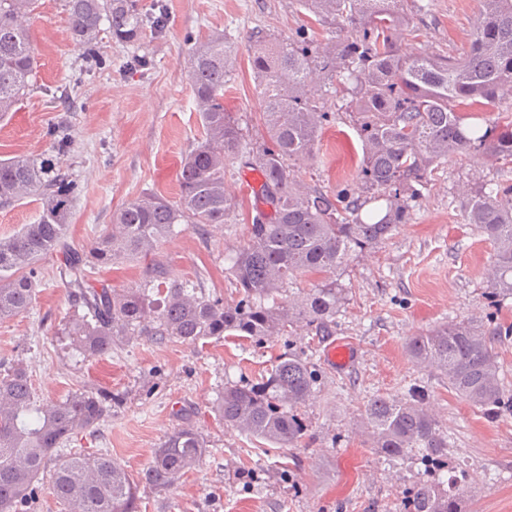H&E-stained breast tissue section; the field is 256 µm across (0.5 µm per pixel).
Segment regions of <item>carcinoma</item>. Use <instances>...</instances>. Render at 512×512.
I'll list each match as a JSON object with an SVG mask.
<instances>
[{
  "label": "carcinoma",
  "instance_id": "obj_1",
  "mask_svg": "<svg viewBox=\"0 0 512 512\" xmlns=\"http://www.w3.org/2000/svg\"><path fill=\"white\" fill-rule=\"evenodd\" d=\"M315 17L321 37L299 32L285 39L251 33L252 69L263 103L270 143H258L224 110V86L233 49L222 35L191 48L188 79L203 129L179 170L180 193L171 200L144 192L113 215L112 229L77 251L66 230L79 184L50 157L0 160V206L37 197L41 213L0 239V320L32 306L40 271L35 264L63 253L58 275L72 305L83 310L69 322L72 345L84 358L112 351L139 336L176 338L196 345L234 337L261 342L300 324L328 336L347 299L339 272L353 257L384 243L408 222L413 203L449 159L478 154L490 163H512V119L467 122L462 107L480 98L491 106L512 87V0H482L484 9L469 45L447 53H408L402 41L419 36L415 16L428 5L408 0H297ZM36 0H0V119L32 88L36 69L29 19ZM71 34L89 68L112 63L97 49L103 23L112 38L135 45L167 26L164 12L147 13L138 0H65ZM342 86L336 111L344 112L362 142L358 183L329 191L294 178L292 167L316 157L321 130L331 113L327 99L311 90ZM53 145L73 142L65 119L50 130ZM246 168L260 177V205L251 213L249 242L229 274L238 299L213 300L190 279H171L160 263L149 279L131 288L88 286L94 263L132 262L151 255L187 224L193 229L225 224L236 203L224 189L226 172ZM468 224L493 247L485 296L486 321H451L410 337L406 351L418 366L439 373L472 407L488 416L512 414L498 363V345L512 326L495 321L512 299V185L481 180L462 199ZM29 268L26 275L8 272ZM323 279L304 296L287 294L298 276ZM316 369L303 352L279 356L260 381L229 384L216 409L224 424L275 448H292L307 433L297 407L315 395ZM117 398L99 388L70 395L44 409L37 405L27 370L13 364L0 377V512H31L40 475L52 467V489L67 512H138V483L173 487L207 453V441L189 425L170 433L152 463L134 480L104 453L57 455L73 435L94 431L110 417ZM372 448L391 462L418 464L424 479L406 492L403 512H466L459 486L466 470L446 474L448 434L426 398L377 396L359 422Z\"/></svg>",
  "mask_w": 512,
  "mask_h": 512
}]
</instances>
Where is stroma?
<instances>
[{
    "label": "stroma",
    "mask_w": 512,
    "mask_h": 512,
    "mask_svg": "<svg viewBox=\"0 0 512 512\" xmlns=\"http://www.w3.org/2000/svg\"><path fill=\"white\" fill-rule=\"evenodd\" d=\"M143 9L162 4L166 29L141 46L123 45L101 30L108 71L79 73L65 0H38L30 25L36 48L35 85L14 112L0 120V160L51 154L48 132L60 118L58 88L81 75V107L69 113L74 143L62 156L80 192L67 230L82 250L126 202L145 191L176 199L180 161L200 139L202 127L187 79L190 49L222 33L233 45L235 66L224 88V106L254 140L267 134L251 65L250 32L296 36L310 21L296 0H139ZM480 0H430L417 23L422 37L403 42L407 52H442L467 45ZM144 65H136V58ZM315 162L300 181L336 190L356 180L362 144L348 119L324 125ZM499 166L481 156L448 161L414 205L411 218L381 247L353 259L340 280L348 300L331 337L357 348L344 371L323 357L328 338L300 328L264 344L226 338L189 345L148 337L82 360L72 349L68 322L75 313L59 280L62 260L51 253L27 312L0 320V364L23 362L35 398L49 407L86 387L120 394L122 402L96 432L81 433L64 454L108 453L138 479L154 448L175 429L192 425L208 444L203 461L169 489L140 483V512H399L405 488L421 481L417 467L392 466L369 447L354 422L375 396L404 398L424 387L448 434L449 465H466L467 512H512V415L488 417L459 398L446 380L412 362L405 342L451 320L477 319L488 310L484 271L492 247L461 217L463 194L476 181L503 179ZM254 174L230 172L225 185L237 211L206 235L186 230L162 241L153 259L92 268L89 284L130 288L153 262L170 277L201 282L206 295L232 302L235 287L228 257L249 239L255 203ZM302 351L320 376L315 396L297 409L308 432L294 448H270L226 426L215 410L226 381L259 380L271 359Z\"/></svg>",
    "instance_id": "stroma-1"
}]
</instances>
